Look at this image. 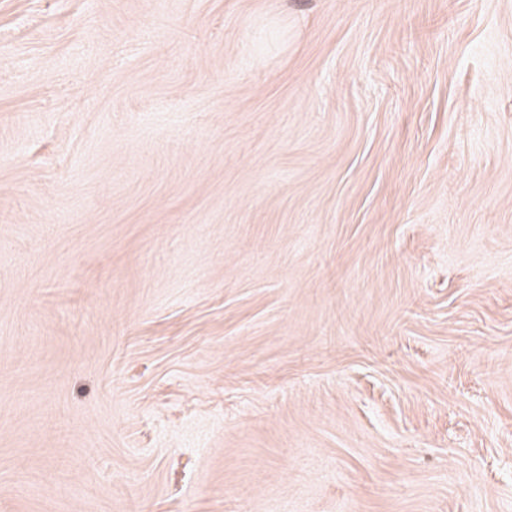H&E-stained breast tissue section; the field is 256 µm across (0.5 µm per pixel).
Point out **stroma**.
Returning <instances> with one entry per match:
<instances>
[{"mask_svg": "<svg viewBox=\"0 0 512 512\" xmlns=\"http://www.w3.org/2000/svg\"><path fill=\"white\" fill-rule=\"evenodd\" d=\"M0 512H512V0H0Z\"/></svg>", "mask_w": 512, "mask_h": 512, "instance_id": "stroma-1", "label": "stroma"}]
</instances>
